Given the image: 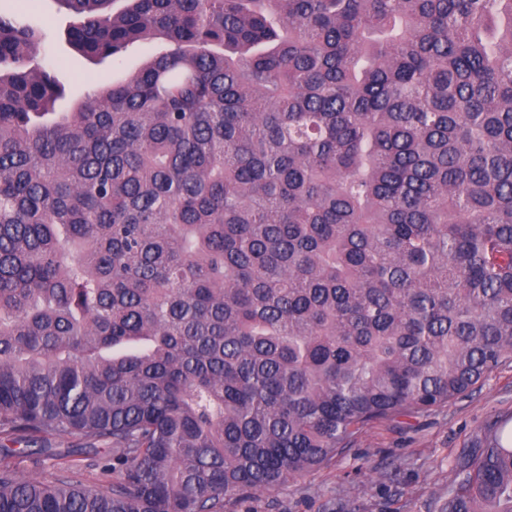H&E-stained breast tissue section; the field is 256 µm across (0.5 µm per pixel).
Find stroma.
<instances>
[{"mask_svg": "<svg viewBox=\"0 0 512 512\" xmlns=\"http://www.w3.org/2000/svg\"><path fill=\"white\" fill-rule=\"evenodd\" d=\"M30 19L46 26L57 72L67 96L62 111L99 85L125 78L142 62L136 53L122 64L95 63L65 40L72 19L55 0H14ZM512 426V361L489 373L467 394L409 423L370 428L331 465L271 494L232 500L228 512H445L457 455L493 425Z\"/></svg>", "mask_w": 512, "mask_h": 512, "instance_id": "1", "label": "stroma"}]
</instances>
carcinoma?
<instances>
[{"mask_svg":"<svg viewBox=\"0 0 512 512\" xmlns=\"http://www.w3.org/2000/svg\"><path fill=\"white\" fill-rule=\"evenodd\" d=\"M149 59L69 112L0 10V512H225L512 359V0H55ZM447 512H512V430ZM17 449L16 455L11 459L19 472L25 478L31 477H46L49 473L54 471V464L64 462L69 459H82L81 467L74 474L78 479L85 483H100V474L97 466L98 457L89 452H84L78 456L66 458L64 460L57 459L56 457L46 456L40 454L39 448H21L19 445L12 447Z\"/></svg>","mask_w":512,"mask_h":512,"instance_id":"obj_1","label":"carcinoma"}]
</instances>
